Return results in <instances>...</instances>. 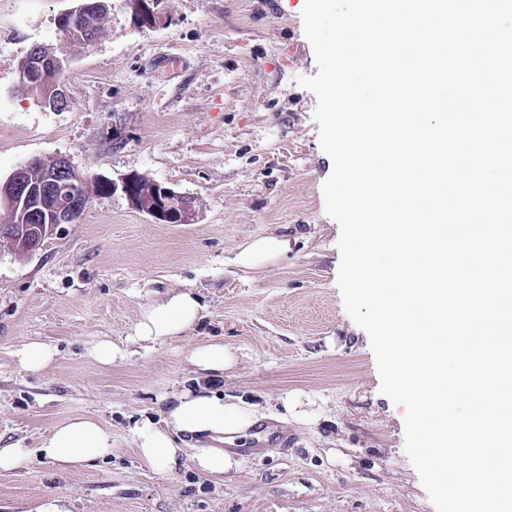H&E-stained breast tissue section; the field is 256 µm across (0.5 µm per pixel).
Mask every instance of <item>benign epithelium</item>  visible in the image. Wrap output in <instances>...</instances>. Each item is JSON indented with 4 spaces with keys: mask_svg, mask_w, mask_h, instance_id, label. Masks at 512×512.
I'll use <instances>...</instances> for the list:
<instances>
[{
    "mask_svg": "<svg viewBox=\"0 0 512 512\" xmlns=\"http://www.w3.org/2000/svg\"><path fill=\"white\" fill-rule=\"evenodd\" d=\"M81 7H74L62 14L57 24L67 37L84 44L92 43L79 31ZM65 60L59 57L50 45L36 44L23 56L17 65L19 79L30 83L39 79L46 87L45 94L37 98V103L44 109L61 112L68 108L69 97L62 79ZM33 160L11 173L5 180H0V204L16 213L18 223L35 224L36 235L25 242L26 252L35 251L46 237L52 234L59 224H74L88 204L87 197L81 191L83 175L66 157L59 158V163L51 169L42 183L29 179L28 170L35 166ZM138 177L128 176L121 183H110L111 191L121 190L129 203L136 209H142L136 181ZM66 181L72 187V203L52 211H42L37 202L49 197L51 189ZM154 205L145 209L159 224H186L192 215V203L189 198L175 190L158 185L154 189Z\"/></svg>",
    "mask_w": 512,
    "mask_h": 512,
    "instance_id": "7a95c632",
    "label": "benign epithelium"
}]
</instances>
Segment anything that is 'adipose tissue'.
<instances>
[{"label":"adipose tissue","mask_w":512,"mask_h":512,"mask_svg":"<svg viewBox=\"0 0 512 512\" xmlns=\"http://www.w3.org/2000/svg\"><path fill=\"white\" fill-rule=\"evenodd\" d=\"M202 306L193 291L180 290L143 306L135 328L136 341L163 344L186 334L200 317ZM258 421L253 407L225 401L213 391L185 392L170 405L163 426L137 429L135 439L141 460L159 471L177 462L178 435L207 436L215 442L246 438ZM39 450L62 466H77L112 452V433L98 421L78 416L55 426Z\"/></svg>","instance_id":"ef3b65f1"}]
</instances>
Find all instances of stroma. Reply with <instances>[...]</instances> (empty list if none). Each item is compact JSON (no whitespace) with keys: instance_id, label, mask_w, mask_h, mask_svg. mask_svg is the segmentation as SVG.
Returning a JSON list of instances; mask_svg holds the SVG:
<instances>
[{"instance_id":"stroma-1","label":"stroma","mask_w":512,"mask_h":512,"mask_svg":"<svg viewBox=\"0 0 512 512\" xmlns=\"http://www.w3.org/2000/svg\"><path fill=\"white\" fill-rule=\"evenodd\" d=\"M94 44L60 38L76 0H0V179L34 159L64 156L92 178L139 175L190 198L186 224H157L122 192L91 194L74 224L31 253L0 241V448H30L0 471V512L64 499L69 512H435L405 453L404 410L380 391L365 330L338 287V224L325 210L333 170L319 142L318 73L301 19L304 0H161L156 24L109 0ZM68 62L69 107H40L17 73L32 45ZM125 143L112 146L113 128ZM267 234L287 254L257 270L241 245ZM193 288L202 317L181 339L131 342L143 305ZM125 345L105 366L90 351ZM50 345L43 371L16 349ZM222 341L236 357L211 381L255 405L240 465L214 481L189 440L160 473L139 458L135 421L156 419L200 380L194 346ZM75 415L112 431V455L62 468L40 438Z\"/></svg>"}]
</instances>
